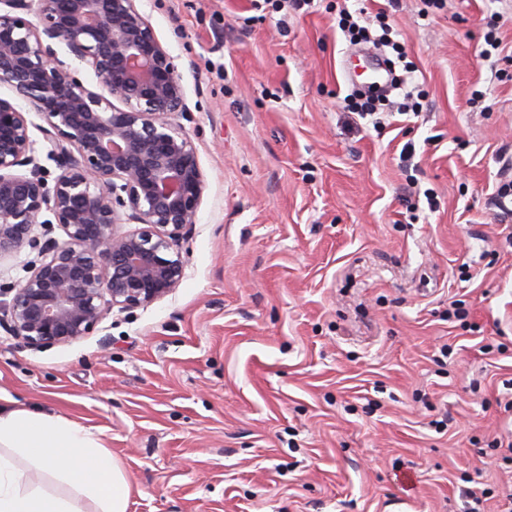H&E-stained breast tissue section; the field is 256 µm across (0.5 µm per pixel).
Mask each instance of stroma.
<instances>
[{"label": "stroma", "instance_id": "35a3bbf8", "mask_svg": "<svg viewBox=\"0 0 512 512\" xmlns=\"http://www.w3.org/2000/svg\"><path fill=\"white\" fill-rule=\"evenodd\" d=\"M141 8L207 174L185 277L69 344L0 327V397L92 428L128 512H505L512 0ZM343 9L387 14L419 114L348 118Z\"/></svg>", "mask_w": 512, "mask_h": 512}]
</instances>
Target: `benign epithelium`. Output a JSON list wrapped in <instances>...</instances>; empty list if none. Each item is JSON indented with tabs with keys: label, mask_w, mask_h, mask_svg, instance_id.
Wrapping results in <instances>:
<instances>
[{
	"label": "benign epithelium",
	"mask_w": 512,
	"mask_h": 512,
	"mask_svg": "<svg viewBox=\"0 0 512 512\" xmlns=\"http://www.w3.org/2000/svg\"><path fill=\"white\" fill-rule=\"evenodd\" d=\"M138 2L0 0V83L13 93L0 97V254L38 226L63 232L0 300V324L34 348L93 333L111 308L148 307L185 276L180 243L196 224L206 176L170 120L186 111L174 57ZM75 63L100 78L98 90ZM34 128L59 170L51 184ZM119 224L139 228L119 233Z\"/></svg>",
	"instance_id": "benign-epithelium-1"
}]
</instances>
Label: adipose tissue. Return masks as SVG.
Instances as JSON below:
<instances>
[{"label": "adipose tissue", "instance_id": "ef3b65f1", "mask_svg": "<svg viewBox=\"0 0 512 512\" xmlns=\"http://www.w3.org/2000/svg\"><path fill=\"white\" fill-rule=\"evenodd\" d=\"M121 466L89 428L0 398V512H128Z\"/></svg>", "mask_w": 512, "mask_h": 512}]
</instances>
